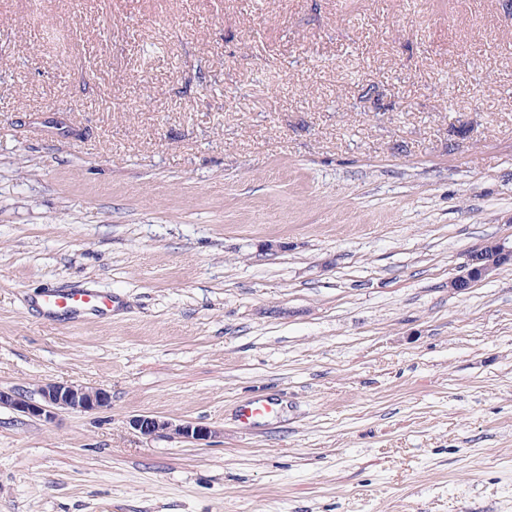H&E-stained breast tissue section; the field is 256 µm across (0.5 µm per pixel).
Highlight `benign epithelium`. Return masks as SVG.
I'll list each match as a JSON object with an SVG mask.
<instances>
[{"instance_id": "obj_1", "label": "benign epithelium", "mask_w": 512, "mask_h": 512, "mask_svg": "<svg viewBox=\"0 0 512 512\" xmlns=\"http://www.w3.org/2000/svg\"><path fill=\"white\" fill-rule=\"evenodd\" d=\"M109 394L101 388L49 382L37 391V397L16 389H0V407H8L27 416L50 421L60 410L91 412L106 406ZM130 426L140 435L153 438L177 435L188 442L211 438L213 430L191 422L174 423L160 416L140 414L130 419Z\"/></svg>"}]
</instances>
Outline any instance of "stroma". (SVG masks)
Returning <instances> with one entry per match:
<instances>
[{
    "label": "stroma",
    "mask_w": 512,
    "mask_h": 512,
    "mask_svg": "<svg viewBox=\"0 0 512 512\" xmlns=\"http://www.w3.org/2000/svg\"><path fill=\"white\" fill-rule=\"evenodd\" d=\"M500 239L512 0H0V512H512ZM115 304L112 293L93 288H48L41 300L35 302L43 317L67 322L78 321L87 313L112 314ZM38 399L16 389H0V407H8L27 416L51 421L57 411L91 412L107 406L109 394L101 388L49 382L37 391ZM278 403L272 400H256L240 410L241 422L250 425L260 418L270 417L277 412ZM130 426L140 435L153 438L166 435H177L188 442L207 441L213 430L191 422L174 423L160 416L140 414L132 417Z\"/></svg>",
    "instance_id": "1"
}]
</instances>
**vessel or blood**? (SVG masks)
<instances>
[{
    "label": "vessel or blood",
    "instance_id": "1",
    "mask_svg": "<svg viewBox=\"0 0 512 512\" xmlns=\"http://www.w3.org/2000/svg\"><path fill=\"white\" fill-rule=\"evenodd\" d=\"M114 305L112 294L93 288H49L36 303L43 317L67 322L80 320L88 313L109 315ZM276 411V402L262 399L244 405L240 417L243 424L249 425Z\"/></svg>",
    "mask_w": 512,
    "mask_h": 512
}]
</instances>
